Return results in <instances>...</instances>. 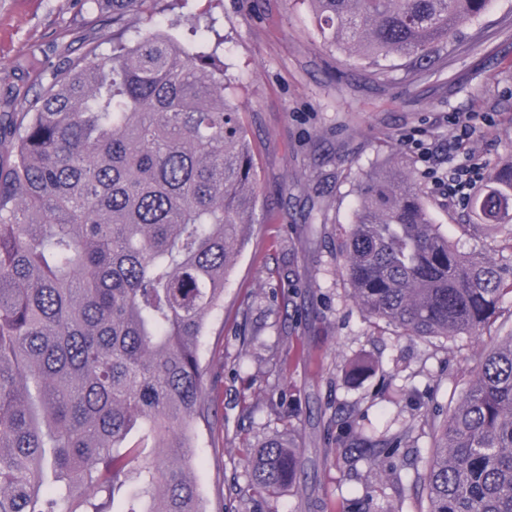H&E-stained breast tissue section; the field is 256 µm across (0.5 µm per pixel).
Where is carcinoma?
Listing matches in <instances>:
<instances>
[{
	"label": "carcinoma",
	"mask_w": 512,
	"mask_h": 512,
	"mask_svg": "<svg viewBox=\"0 0 512 512\" xmlns=\"http://www.w3.org/2000/svg\"><path fill=\"white\" fill-rule=\"evenodd\" d=\"M112 49L53 72L0 117V512H202L195 444L210 426L200 341L256 202L224 36L195 0H86ZM326 44L369 61L426 57L490 0H311ZM191 24L193 42L174 31ZM466 208L512 248V160ZM352 297L410 336L490 327L512 266L460 254L403 163L359 185L344 241ZM428 512H512V335L441 421ZM410 431L377 442L372 462ZM251 485L297 484L272 437Z\"/></svg>",
	"instance_id": "cac0c4a2"
}]
</instances>
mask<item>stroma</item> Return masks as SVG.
<instances>
[{
	"label": "stroma",
	"mask_w": 512,
	"mask_h": 512,
	"mask_svg": "<svg viewBox=\"0 0 512 512\" xmlns=\"http://www.w3.org/2000/svg\"><path fill=\"white\" fill-rule=\"evenodd\" d=\"M224 34V61L254 151L257 202L246 239L202 339L215 416L201 430L197 482L206 512H343L370 496L374 512H427L432 454L426 415H446L480 358L512 334V294L480 335L416 338L365 316L351 295L342 232L365 174L389 160L410 166L434 223L457 249L502 260L494 230L472 218L435 174L469 154L485 166L512 157V0H492L432 61H366L328 47L310 0H197ZM484 32L482 46L469 44ZM109 52L112 27L82 0H0V113L18 112L53 68L89 47ZM482 117L453 146L454 121ZM431 151L422 160V148ZM374 370L357 382V359ZM414 426L409 447L374 466L358 441ZM282 435L301 450V487L249 488L251 447ZM353 460H342L344 451Z\"/></svg>",
	"instance_id": "stroma-1"
}]
</instances>
